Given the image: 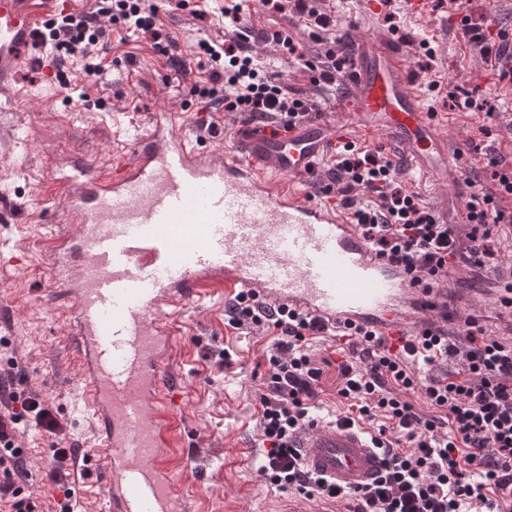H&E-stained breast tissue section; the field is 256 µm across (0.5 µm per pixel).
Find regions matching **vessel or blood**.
<instances>
[{
	"mask_svg": "<svg viewBox=\"0 0 512 512\" xmlns=\"http://www.w3.org/2000/svg\"><path fill=\"white\" fill-rule=\"evenodd\" d=\"M89 2L0 0V90L37 58L44 22ZM355 53L345 80L358 95L337 110L353 114L359 134H386L421 172L462 192L463 162L448 152L441 113L406 75L400 42L377 54L359 42ZM153 125L105 166L79 152L59 158L51 181L63 229L42 242L55 259L50 300L66 310L81 359L107 512H187L173 475L179 424L166 368L184 303L251 292L328 330L395 344L448 319L447 300L420 273L379 256L336 192L306 186L337 145L315 116L287 131L275 119L239 124L230 151L215 149V125L185 129L173 108L158 109ZM485 281L512 331L502 277ZM379 439L366 421L335 416L300 428V463L345 492L315 512H354L347 493L376 477Z\"/></svg>",
	"mask_w": 512,
	"mask_h": 512,
	"instance_id": "obj_1",
	"label": "vessel or blood"
}]
</instances>
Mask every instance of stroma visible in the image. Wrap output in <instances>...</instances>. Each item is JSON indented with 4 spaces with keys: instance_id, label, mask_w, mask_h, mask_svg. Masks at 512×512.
Wrapping results in <instances>:
<instances>
[{
    "instance_id": "obj_1",
    "label": "stroma",
    "mask_w": 512,
    "mask_h": 512,
    "mask_svg": "<svg viewBox=\"0 0 512 512\" xmlns=\"http://www.w3.org/2000/svg\"><path fill=\"white\" fill-rule=\"evenodd\" d=\"M152 3L170 36L167 53H159L142 37L124 44L115 41L105 53L103 75L92 78L85 77L78 61H66L71 83L85 92L81 99L70 97L60 84H44L31 66L19 73L14 90L0 92V256L20 259L18 265L0 269V294L15 308L0 319V368L13 362L22 365V389L37 392L53 406L68 427L65 444L81 449L87 446L91 428L80 398L78 360L64 310L45 299L54 260L42 250L40 238L61 214L50 168L59 155L70 151L81 152L89 164H100L113 139L128 141L147 134L153 111L167 102L189 112L205 108L206 100L191 93L194 84L204 81L203 72L194 71L186 81L173 64L194 63L199 39L224 34L217 17L197 19L190 9H176L175 0ZM314 6L335 19L336 35L344 43L358 37L379 43L391 36L402 43L407 71L419 80L426 106L447 113L451 121L449 153L468 158L470 169H482L492 159L493 140L512 136V81L500 79L460 30L465 17L489 33L512 28V0H462L455 9L449 8L448 0H428L427 14L442 20L441 30L405 17L395 33L382 16L365 15L359 0H315ZM240 18L253 30L251 51L281 74L292 96L309 100L322 121L335 124L336 101L350 96V86L343 82L335 93L321 91L311 70L265 38L269 31H285L313 59L325 50L316 39L317 28L292 13L267 11L260 0H247ZM424 40L434 51L431 71L423 67ZM463 89L485 91L494 116L480 108L453 107L450 94ZM461 294L473 298L471 319L488 334L499 335L495 304L480 297L472 275L460 266L449 272L448 299L456 301ZM176 327L171 367L181 382L177 409L188 451L175 472L180 493L188 495L195 512H225L229 502L238 512H278L285 492L272 490L256 472L260 396L272 336L246 335L225 325L224 300L218 296L185 307ZM222 350L229 354L224 362L217 357ZM19 442L26 450L28 489L43 512H54L66 486L73 492L76 512H101L103 487L95 468L58 485L47 475L49 439L28 427Z\"/></svg>"
}]
</instances>
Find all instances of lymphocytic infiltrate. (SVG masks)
I'll list each match as a JSON object with an SVG mask.
<instances>
[{"label":"lymphocytic infiltrate","instance_id":"1","mask_svg":"<svg viewBox=\"0 0 512 512\" xmlns=\"http://www.w3.org/2000/svg\"><path fill=\"white\" fill-rule=\"evenodd\" d=\"M239 12L236 4L220 10L235 24L233 37L199 41L197 66L207 83L194 86L193 95L219 99L225 111L262 122L306 111V102L291 96L279 75L250 54L251 30L241 25ZM461 26L464 37L484 57L505 63V75L512 78V32L490 37L469 21ZM115 31L156 41L162 37L150 0H94L91 11L48 21L39 41L55 61L81 59L84 73L96 77L103 70L100 50ZM489 166V184L467 182V219L473 230L465 247L453 225L437 223L432 209L405 188L399 162L349 144L332 175L342 192L352 194L355 221L371 246L419 268L433 287L441 288L456 266L484 268L495 255L494 225L512 224V212L500 205L512 197V164L494 158ZM225 315L233 329H259L276 338L267 391L260 396V475L280 491L338 496L335 486L302 468L292 446L321 379L308 344L322 335V326L251 293L234 296ZM348 347V355L336 362L341 377L337 393L348 403L347 420L381 414L391 423V444L382 451L377 478L353 493L357 512H512V344L486 336L473 321L461 346L449 342L447 328L433 326L396 353L371 333L349 340ZM450 355L459 357L458 371L433 377L432 368ZM15 380L12 374L0 376V386L11 389L0 410V512H38V501L22 486L28 476L24 450L16 444L22 423L51 436L47 464L56 481L66 479L71 451L58 444L64 425L54 408L35 393L15 390ZM402 388L420 389L434 416L403 400Z\"/></svg>","mask_w":512,"mask_h":512}]
</instances>
